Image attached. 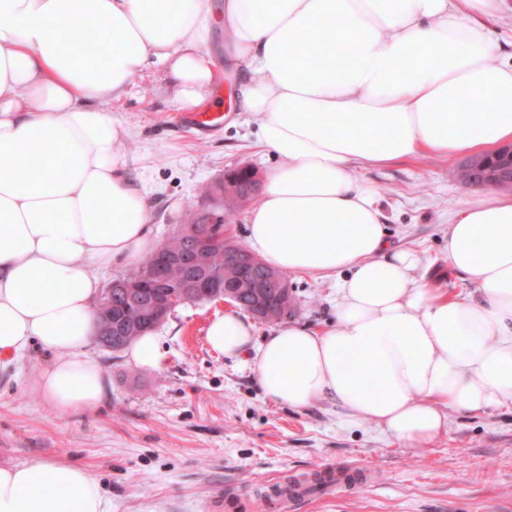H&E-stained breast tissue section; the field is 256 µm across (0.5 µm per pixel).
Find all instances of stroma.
<instances>
[{
  "mask_svg": "<svg viewBox=\"0 0 512 512\" xmlns=\"http://www.w3.org/2000/svg\"><path fill=\"white\" fill-rule=\"evenodd\" d=\"M209 48L222 78L207 105L224 112L222 127L191 129L154 68L111 106L162 240L203 210L204 185L244 166L262 177L274 164L257 144L254 115L230 104L237 90L222 25H213ZM459 166L419 156L353 169L376 189L391 244L419 254L416 278L451 292L467 286L447 261L448 218L466 202ZM289 282L288 322H334L337 277L293 273ZM231 309L221 300L177 307L156 329L165 355L158 369L91 345L107 393L88 412L54 410L37 385L45 356L29 351L0 377V462L80 464L112 512H512L511 405L450 412L447 432L425 448L370 422L341 423L327 401L288 407L265 397L244 358L209 348L210 320ZM326 465L338 487L297 501L276 496L279 485L313 479Z\"/></svg>",
  "mask_w": 512,
  "mask_h": 512,
  "instance_id": "obj_1",
  "label": "stroma"
}]
</instances>
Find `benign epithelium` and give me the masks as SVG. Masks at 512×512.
Returning a JSON list of instances; mask_svg holds the SVG:
<instances>
[{
  "instance_id": "7a95c632",
  "label": "benign epithelium",
  "mask_w": 512,
  "mask_h": 512,
  "mask_svg": "<svg viewBox=\"0 0 512 512\" xmlns=\"http://www.w3.org/2000/svg\"><path fill=\"white\" fill-rule=\"evenodd\" d=\"M497 154L506 155L507 162L497 167L484 160L467 163V168L472 171L473 184L512 187V144L500 147ZM182 234L190 242L189 248L171 252L163 246L160 247L156 264L137 276L139 281H152L155 287L151 303L144 309L141 322L135 328L140 334L161 324L179 304V300L168 291V271L173 265L180 267L184 272L182 287L189 288L194 293L221 295L224 300L230 302L237 299L232 291L224 288V282L217 277H200L197 274L196 254L208 244V237L202 226L186 224L182 227ZM224 263L237 269L243 287L253 289L259 300V304L255 305V315L263 319L274 316V308L264 302V296L269 294L275 299L282 297V284L277 275L263 269L262 261L244 247L231 242L224 245Z\"/></svg>"
}]
</instances>
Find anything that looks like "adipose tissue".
Listing matches in <instances>:
<instances>
[{
	"mask_svg": "<svg viewBox=\"0 0 512 512\" xmlns=\"http://www.w3.org/2000/svg\"><path fill=\"white\" fill-rule=\"evenodd\" d=\"M507 0H0V371L30 347L62 414L106 385L87 352L99 271L155 252L147 190L108 105L162 69L176 109L218 80L207 41L222 19L240 109L277 160L247 217L268 266L339 276L334 326L275 329L253 345L227 312L209 347L252 356L269 399L329 400L416 447L449 411L512 404V195L470 185L448 223V265L469 288L419 282L418 255L388 243L354 164L489 155L512 142V57L486 25ZM95 29L92 44L75 38ZM306 41L308 52H291ZM0 512H112L84 466L0 464Z\"/></svg>",
	"mask_w": 512,
	"mask_h": 512,
	"instance_id": "ef3b65f1",
	"label": "adipose tissue"
}]
</instances>
